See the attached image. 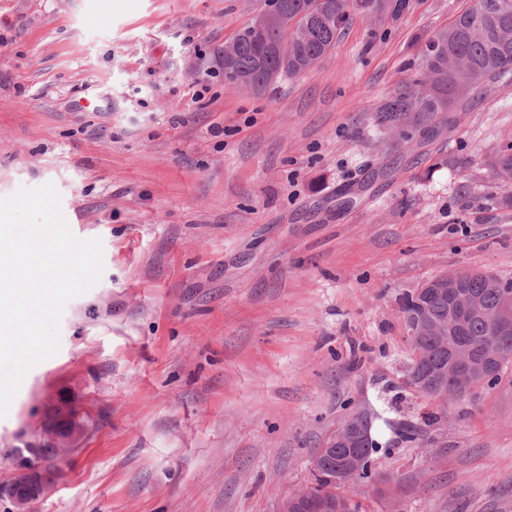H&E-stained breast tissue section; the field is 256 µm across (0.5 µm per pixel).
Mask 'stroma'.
<instances>
[{"label": "stroma", "mask_w": 512, "mask_h": 512, "mask_svg": "<svg viewBox=\"0 0 512 512\" xmlns=\"http://www.w3.org/2000/svg\"><path fill=\"white\" fill-rule=\"evenodd\" d=\"M470 4L353 17L311 73L256 95L212 56L258 0H0V197L53 184L103 250L0 418V482L67 398L92 420L34 512H275L384 385L390 419L437 409L403 387L399 299L448 272L512 278L487 166L512 143V82L431 139L374 115L415 38ZM376 470L350 490L367 512H512V367Z\"/></svg>", "instance_id": "obj_1"}]
</instances>
